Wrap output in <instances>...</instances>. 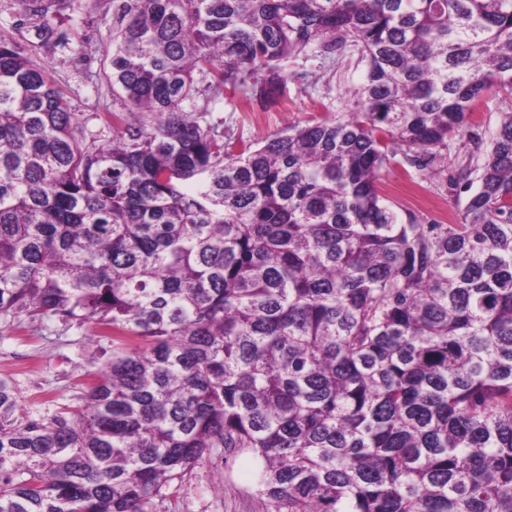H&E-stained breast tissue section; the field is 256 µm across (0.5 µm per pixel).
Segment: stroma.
<instances>
[{
	"mask_svg": "<svg viewBox=\"0 0 512 512\" xmlns=\"http://www.w3.org/2000/svg\"><path fill=\"white\" fill-rule=\"evenodd\" d=\"M68 30L70 51H43L38 61L95 131L101 126V115L112 109V90L98 78L112 24L87 23L86 12L80 9L74 12ZM284 67L287 95L279 103L246 102L241 95L227 93L210 100L209 120L222 123L226 135L260 146L289 127L340 116L349 105V90L361 83L364 73L354 51L332 59L314 52L288 60ZM471 110L473 135L449 139L439 164L440 175L428 176L399 155L382 169L381 193L401 219L412 218L420 224L456 223L466 200L456 185L459 175L480 166L501 114L512 111V96L490 89L472 103ZM111 353L110 339L100 336L92 324L69 328L57 322L0 323V379L14 385L20 413L29 420L81 406L89 361L105 360ZM172 507L174 512H263L255 495L249 455L244 453L227 462L214 457L197 465L180 484Z\"/></svg>",
	"mask_w": 512,
	"mask_h": 512,
	"instance_id": "stroma-1",
	"label": "stroma"
}]
</instances>
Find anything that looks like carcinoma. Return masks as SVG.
Masks as SVG:
<instances>
[{"label":"carcinoma","mask_w":512,"mask_h":512,"mask_svg":"<svg viewBox=\"0 0 512 512\" xmlns=\"http://www.w3.org/2000/svg\"><path fill=\"white\" fill-rule=\"evenodd\" d=\"M75 2L14 0L39 42L0 34V322L118 346L81 410L26 420L0 380V512H159L218 449L264 512H512V112L458 223L378 185L512 93V0H111L95 134L34 60ZM347 49L335 120L255 147L206 119Z\"/></svg>","instance_id":"obj_1"}]
</instances>
